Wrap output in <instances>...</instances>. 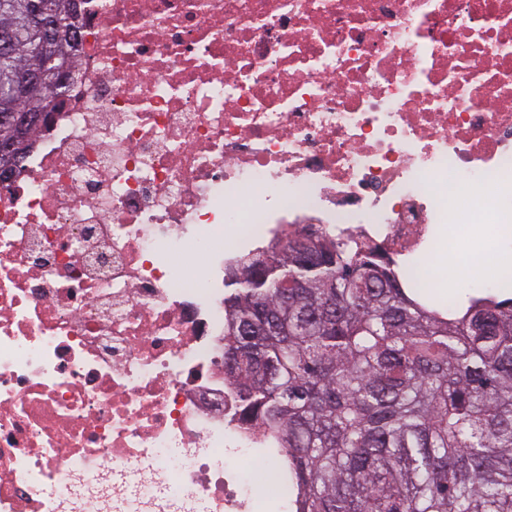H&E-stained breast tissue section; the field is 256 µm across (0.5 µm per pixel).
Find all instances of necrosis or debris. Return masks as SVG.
<instances>
[{
	"instance_id": "1",
	"label": "necrosis or debris",
	"mask_w": 512,
	"mask_h": 512,
	"mask_svg": "<svg viewBox=\"0 0 512 512\" xmlns=\"http://www.w3.org/2000/svg\"><path fill=\"white\" fill-rule=\"evenodd\" d=\"M74 9L0 181V512H288L224 378V274L284 231L413 267L511 224L512 0ZM45 120L39 124H3L0 121V145L2 141H11L14 148L3 153L0 147V170L9 173L19 163L21 155L27 149L26 143L41 128Z\"/></svg>"
}]
</instances>
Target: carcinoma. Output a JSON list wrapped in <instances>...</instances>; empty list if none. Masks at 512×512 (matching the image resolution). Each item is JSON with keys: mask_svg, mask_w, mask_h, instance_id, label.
<instances>
[{"mask_svg": "<svg viewBox=\"0 0 512 512\" xmlns=\"http://www.w3.org/2000/svg\"><path fill=\"white\" fill-rule=\"evenodd\" d=\"M77 39L70 0H0V114H48ZM39 128L0 122L1 172ZM294 242L224 278V376L286 449L294 512H512V297L437 302L354 233L313 242L317 270Z\"/></svg>", "mask_w": 512, "mask_h": 512, "instance_id": "carcinoma-1", "label": "carcinoma"}]
</instances>
